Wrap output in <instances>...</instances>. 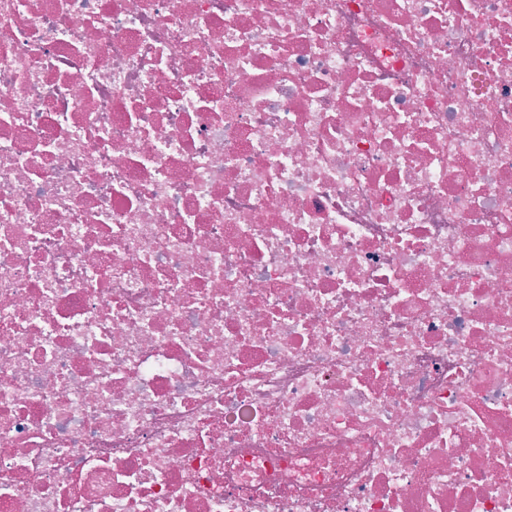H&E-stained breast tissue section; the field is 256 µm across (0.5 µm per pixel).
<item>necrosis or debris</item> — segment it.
<instances>
[{"label":"necrosis or debris","mask_w":512,"mask_h":512,"mask_svg":"<svg viewBox=\"0 0 512 512\" xmlns=\"http://www.w3.org/2000/svg\"><path fill=\"white\" fill-rule=\"evenodd\" d=\"M0 512H512V0H0Z\"/></svg>","instance_id":"1"}]
</instances>
